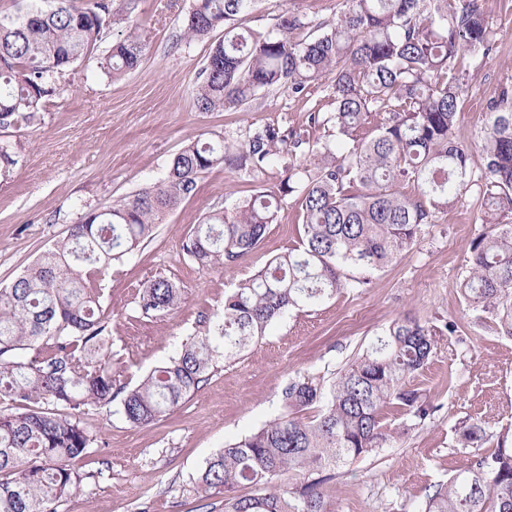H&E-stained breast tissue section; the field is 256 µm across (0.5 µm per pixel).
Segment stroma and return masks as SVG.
<instances>
[{
    "mask_svg": "<svg viewBox=\"0 0 512 512\" xmlns=\"http://www.w3.org/2000/svg\"><path fill=\"white\" fill-rule=\"evenodd\" d=\"M192 0H139L136 17L147 43L141 65L119 79L77 68L30 124L0 129L17 163L0 179V288L94 208L112 205L159 181L170 159L200 134L244 140L249 129L275 124L305 138L310 112L332 108L328 84L297 96L282 88L258 95L247 110L200 112L194 95L209 41L182 37ZM496 49L478 64L459 115L462 136L477 150L483 105L512 84V0H482ZM286 176L284 163L252 177L219 166L202 173L195 194L166 211L152 240L114 263L100 283L111 314L118 383L133 386L168 363L190 334L208 327L239 281L299 243L295 195H288L262 244L224 270L198 267L183 253L185 236L208 212L229 207L259 186ZM474 196H466L430 225L406 252L373 274L366 288L345 291L319 306L294 311L270 326L241 357L218 361L208 380L169 415L145 427L129 424L118 406L87 421L96 437L75 466L89 478L57 512H224L222 495L196 492L200 470L218 450L252 433L282 410L281 391L295 377L329 386L390 324L409 317L428 326L452 322L456 333L437 336L428 364L410 387L438 406L391 448H380L337 469L335 512H418L428 495L467 470L482 454L462 444L456 428L512 427V339L498 334L485 313L467 306L460 282L471 241L484 232ZM165 276L184 289L170 314H142L139 293Z\"/></svg>",
    "mask_w": 512,
    "mask_h": 512,
    "instance_id": "stroma-1",
    "label": "stroma"
}]
</instances>
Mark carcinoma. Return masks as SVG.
<instances>
[{
	"mask_svg": "<svg viewBox=\"0 0 512 512\" xmlns=\"http://www.w3.org/2000/svg\"><path fill=\"white\" fill-rule=\"evenodd\" d=\"M259 0H195L184 35L213 42L194 105L222 112L249 104L261 91L285 87L302 95L330 79L332 110L310 114L331 124L335 139L311 143L280 126L248 131L242 142L200 137L171 159L165 177L110 206L88 211L66 238L10 286L0 289V512L50 508L91 478L71 467L95 442L85 415L120 400L134 426L170 414L197 392L218 359H234L266 335L273 322L317 306L371 276L410 249L425 228L467 194L480 201L487 230L470 244L461 293L512 339V86L486 106L479 168L461 141L457 116L470 68L495 49L496 31L476 0H343L336 17L318 21L283 11L261 30L240 27ZM137 0H16L0 14V128L34 119L78 66L112 78L136 69L147 44L133 32ZM130 32L96 56L104 30ZM386 122L369 139L357 132L371 114ZM308 146V169L290 163L274 189L255 191L231 208L205 216L182 244L189 260L224 268L260 246L278 221L282 200L297 193L300 245L276 255L227 296L213 325L190 336L179 354L138 385H120L113 371L109 315L91 274L150 240L159 216L193 195L199 175L228 164L257 177ZM412 185L404 193L400 187ZM183 290L164 276L140 292L141 313L178 309ZM455 332L409 319L335 378L329 389L303 377L281 393L283 411L216 453L197 477L205 493L224 495V512H334L332 470L391 445L438 406L407 379L432 356L436 334ZM396 408L403 420H389ZM466 443L496 438L493 448L448 479L419 512H512V434L459 427ZM244 486L254 488L240 494Z\"/></svg>",
	"mask_w": 512,
	"mask_h": 512,
	"instance_id": "1",
	"label": "carcinoma"
}]
</instances>
